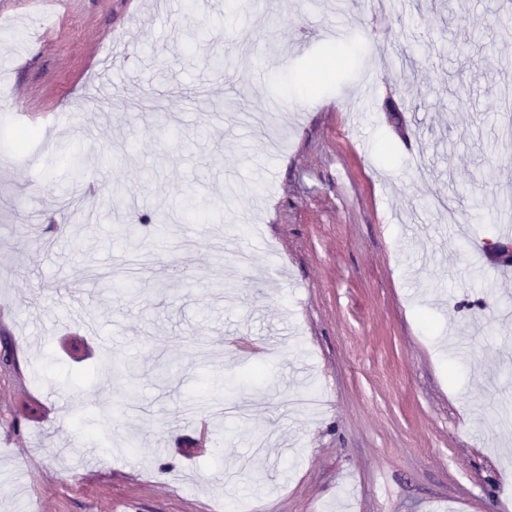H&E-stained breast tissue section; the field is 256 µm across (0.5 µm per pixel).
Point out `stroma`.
Listing matches in <instances>:
<instances>
[{
    "label": "stroma",
    "instance_id": "obj_1",
    "mask_svg": "<svg viewBox=\"0 0 512 512\" xmlns=\"http://www.w3.org/2000/svg\"><path fill=\"white\" fill-rule=\"evenodd\" d=\"M505 8L6 0L0 512H512Z\"/></svg>",
    "mask_w": 512,
    "mask_h": 512
}]
</instances>
